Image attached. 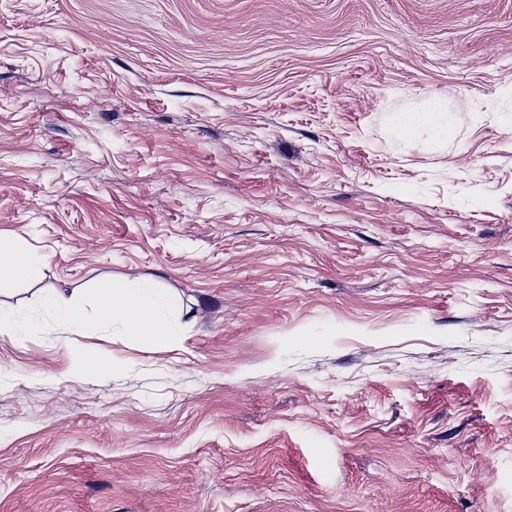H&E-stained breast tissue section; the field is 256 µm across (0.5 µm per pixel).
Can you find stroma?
<instances>
[{
    "mask_svg": "<svg viewBox=\"0 0 512 512\" xmlns=\"http://www.w3.org/2000/svg\"><path fill=\"white\" fill-rule=\"evenodd\" d=\"M0 235V512H512V0H0ZM446 112L444 105L435 102L423 111L400 113L393 122L392 134L401 140L412 141L429 132L433 142L447 141L453 134V126ZM31 256L25 241L0 236V295L13 292L30 272ZM95 296L99 321L118 327L122 336L155 348L176 345L174 323L182 314L167 294L113 281ZM44 302L70 333L76 335L88 330L89 323L85 321L86 309L78 295L72 294L67 298L62 294L50 293L46 295Z\"/></svg>",
    "mask_w": 512,
    "mask_h": 512,
    "instance_id": "obj_1",
    "label": "stroma"
}]
</instances>
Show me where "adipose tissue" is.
I'll return each instance as SVG.
<instances>
[{
  "instance_id": "1",
  "label": "adipose tissue",
  "mask_w": 512,
  "mask_h": 512,
  "mask_svg": "<svg viewBox=\"0 0 512 512\" xmlns=\"http://www.w3.org/2000/svg\"><path fill=\"white\" fill-rule=\"evenodd\" d=\"M426 132L437 143L452 136L453 126L441 103L422 111L400 113L392 125L393 135L404 141ZM30 268L31 256L25 241L0 236V295L13 292ZM95 296L101 323L118 327L121 335L151 347L170 349L176 345L174 324L181 313L167 294L113 282L96 289Z\"/></svg>"
}]
</instances>
